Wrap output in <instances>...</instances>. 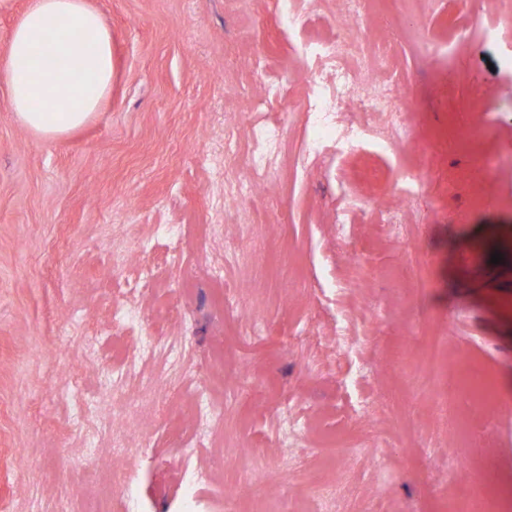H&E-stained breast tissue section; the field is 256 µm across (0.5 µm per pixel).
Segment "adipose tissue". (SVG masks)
<instances>
[{
    "label": "adipose tissue",
    "instance_id": "ef3b65f1",
    "mask_svg": "<svg viewBox=\"0 0 512 512\" xmlns=\"http://www.w3.org/2000/svg\"><path fill=\"white\" fill-rule=\"evenodd\" d=\"M0 70L16 121L52 140L87 124L112 88V34L86 0H32Z\"/></svg>",
    "mask_w": 512,
    "mask_h": 512
}]
</instances>
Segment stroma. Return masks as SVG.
<instances>
[{
    "label": "stroma",
    "mask_w": 512,
    "mask_h": 512,
    "mask_svg": "<svg viewBox=\"0 0 512 512\" xmlns=\"http://www.w3.org/2000/svg\"><path fill=\"white\" fill-rule=\"evenodd\" d=\"M88 2L114 63L89 124L37 137L0 79V512H180L188 474L197 512H448L476 481L512 512V0H370L364 54L411 89L414 136L315 152L343 0ZM274 122L270 153L252 134ZM228 132L253 182L229 207ZM452 368L483 380L453 427ZM127 401L117 444L95 414ZM261 460L264 498L243 482Z\"/></svg>",
    "instance_id": "stroma-1"
}]
</instances>
